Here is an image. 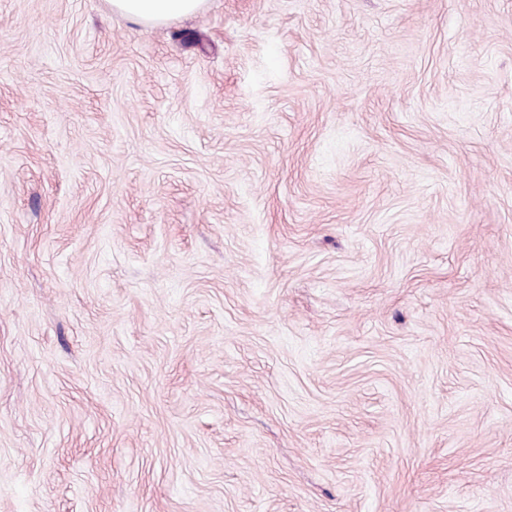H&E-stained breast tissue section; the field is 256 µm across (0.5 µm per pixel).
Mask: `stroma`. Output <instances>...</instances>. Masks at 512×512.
I'll return each mask as SVG.
<instances>
[{"label":"stroma","mask_w":512,"mask_h":512,"mask_svg":"<svg viewBox=\"0 0 512 512\" xmlns=\"http://www.w3.org/2000/svg\"><path fill=\"white\" fill-rule=\"evenodd\" d=\"M0 512H512V0H0ZM115 12L140 23L163 24L196 13L203 0H110Z\"/></svg>","instance_id":"35a3bbf8"}]
</instances>
